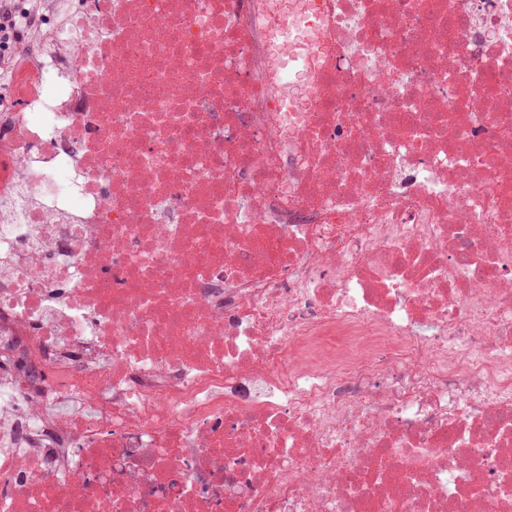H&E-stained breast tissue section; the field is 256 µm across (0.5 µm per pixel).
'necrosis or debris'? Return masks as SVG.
<instances>
[{
    "label": "necrosis or debris",
    "mask_w": 512,
    "mask_h": 512,
    "mask_svg": "<svg viewBox=\"0 0 512 512\" xmlns=\"http://www.w3.org/2000/svg\"><path fill=\"white\" fill-rule=\"evenodd\" d=\"M9 7L0 512H512V0Z\"/></svg>",
    "instance_id": "obj_1"
}]
</instances>
